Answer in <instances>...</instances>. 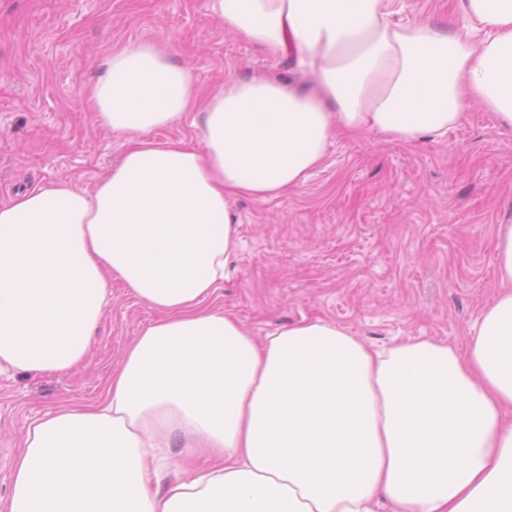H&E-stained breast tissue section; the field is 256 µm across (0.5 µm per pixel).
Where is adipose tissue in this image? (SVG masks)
Segmentation results:
<instances>
[{
  "mask_svg": "<svg viewBox=\"0 0 512 512\" xmlns=\"http://www.w3.org/2000/svg\"><path fill=\"white\" fill-rule=\"evenodd\" d=\"M210 2L307 83L207 93L171 44L115 47L91 99L121 161L93 191L60 179L0 205V374L81 364L113 281L156 313L99 402L26 429L9 512H512V224L462 350H373L322 320L259 341L213 303L233 201L305 183L335 135L411 144L475 105L512 127V0H454L458 29L400 0ZM193 111L203 149L156 138ZM176 440L216 462L152 489Z\"/></svg>",
  "mask_w": 512,
  "mask_h": 512,
  "instance_id": "obj_1",
  "label": "adipose tissue"
}]
</instances>
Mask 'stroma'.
Wrapping results in <instances>:
<instances>
[{
	"mask_svg": "<svg viewBox=\"0 0 512 512\" xmlns=\"http://www.w3.org/2000/svg\"><path fill=\"white\" fill-rule=\"evenodd\" d=\"M129 41L170 42L206 89L293 69L225 30L209 0H0V204L62 177L90 189L109 173L125 138L98 121L90 87L112 46ZM234 209L239 243L214 303L253 336L323 320L376 348L433 339L460 349L497 289L496 228L512 222V128L477 108L414 144L341 137L304 184ZM153 317L113 282L84 363L63 376L0 375V512L25 427L100 399Z\"/></svg>",
	"mask_w": 512,
	"mask_h": 512,
	"instance_id": "35a3bbf8",
	"label": "stroma"
}]
</instances>
